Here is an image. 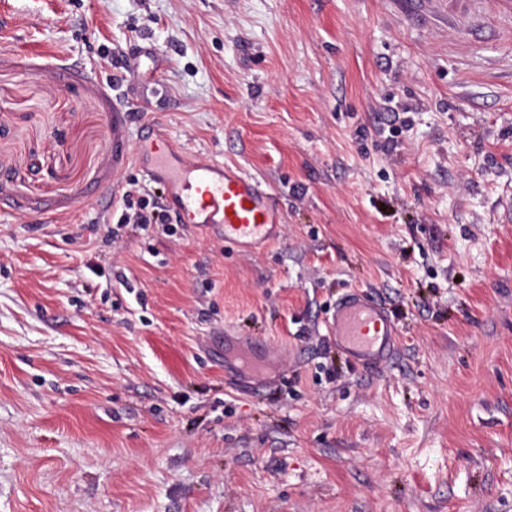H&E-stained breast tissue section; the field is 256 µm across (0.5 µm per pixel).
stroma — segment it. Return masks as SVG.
I'll return each instance as SVG.
<instances>
[{"mask_svg":"<svg viewBox=\"0 0 512 512\" xmlns=\"http://www.w3.org/2000/svg\"><path fill=\"white\" fill-rule=\"evenodd\" d=\"M0 512H512V19L496 0H0ZM169 63L124 67L142 39ZM161 122L277 242L120 223ZM358 289L395 349L351 363ZM166 63V54L155 43L144 42L130 58L123 81L131 85L155 82ZM331 329L336 341L364 368L387 360L397 336L389 312L357 290L349 291L336 304Z\"/></svg>","mask_w":512,"mask_h":512,"instance_id":"1","label":"stroma"}]
</instances>
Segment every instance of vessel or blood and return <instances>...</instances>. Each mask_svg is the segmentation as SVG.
<instances>
[{"instance_id":"1","label":"vessel or blood","mask_w":512,"mask_h":512,"mask_svg":"<svg viewBox=\"0 0 512 512\" xmlns=\"http://www.w3.org/2000/svg\"><path fill=\"white\" fill-rule=\"evenodd\" d=\"M166 63L165 53L155 43H142L130 58L123 80L131 85L155 81ZM112 151L163 188L178 223L204 228L244 253L280 237L281 207L260 181L206 155L188 153L158 125H151L134 149H126L116 139ZM331 328L337 342L365 368L390 357L397 334L389 312L356 290L337 303Z\"/></svg>"}]
</instances>
